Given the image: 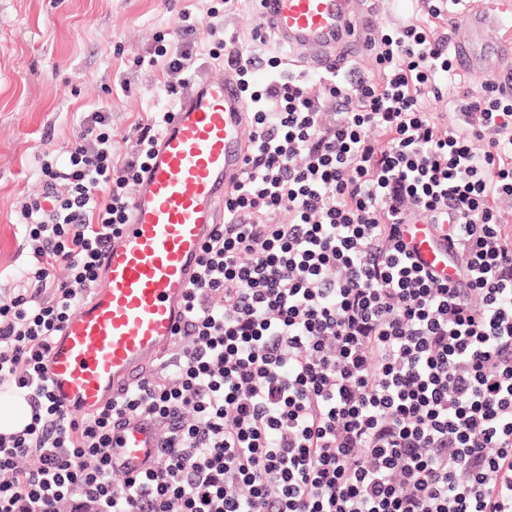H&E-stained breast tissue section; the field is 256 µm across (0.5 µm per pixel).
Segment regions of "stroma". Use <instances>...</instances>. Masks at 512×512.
Segmentation results:
<instances>
[{"label":"stroma","mask_w":512,"mask_h":512,"mask_svg":"<svg viewBox=\"0 0 512 512\" xmlns=\"http://www.w3.org/2000/svg\"><path fill=\"white\" fill-rule=\"evenodd\" d=\"M219 8L218 18L208 11ZM190 12L200 73L222 77L212 27L246 47L256 24L252 0H0V299L20 287L33 262L20 222L43 193V161L65 165L81 113H110L112 151L122 155L149 113L165 111L163 64L135 66L158 39L176 43Z\"/></svg>","instance_id":"stroma-1"}]
</instances>
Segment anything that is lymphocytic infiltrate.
<instances>
[{"label": "lymphocytic infiltrate", "instance_id": "f902f5d3", "mask_svg": "<svg viewBox=\"0 0 512 512\" xmlns=\"http://www.w3.org/2000/svg\"><path fill=\"white\" fill-rule=\"evenodd\" d=\"M469 3L422 0L439 32L379 28L370 76L311 80L212 28L249 105L242 175L176 353L73 417L44 360L170 118L151 113L118 162L109 115L81 116L67 166H41L52 214L21 211L28 286L0 303V393L29 412L0 433V512H512V94L488 81L430 108L457 76L448 31ZM153 54L181 96L192 44ZM417 218L453 247L455 279L408 250ZM119 418L163 432L141 468L112 444Z\"/></svg>", "mask_w": 512, "mask_h": 512}]
</instances>
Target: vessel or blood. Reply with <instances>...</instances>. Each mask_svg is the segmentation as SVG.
<instances>
[{
  "label": "vessel or blood",
  "instance_id": "vessel-or-blood-1",
  "mask_svg": "<svg viewBox=\"0 0 512 512\" xmlns=\"http://www.w3.org/2000/svg\"><path fill=\"white\" fill-rule=\"evenodd\" d=\"M258 33L291 51L305 70L352 68L367 51L376 21L352 0H254ZM456 66L500 78L512 38L497 14L474 16L451 35ZM248 106L233 71L198 77L157 134L152 159L134 191L129 220L104 252L101 278L64 322L45 361L58 407L83 416L131 388L171 347L204 243L224 221V196L243 169ZM405 242L441 277L455 270L447 243L426 220L408 223ZM122 457L152 458L156 429L130 421L115 428Z\"/></svg>",
  "mask_w": 512,
  "mask_h": 512
}]
</instances>
